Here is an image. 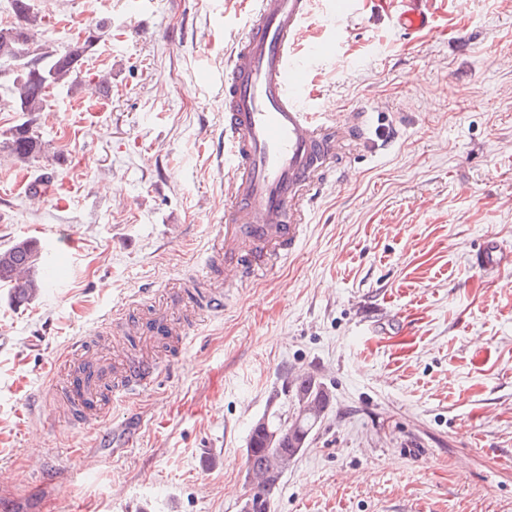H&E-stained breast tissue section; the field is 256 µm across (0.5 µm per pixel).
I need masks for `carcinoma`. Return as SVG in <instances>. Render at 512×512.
<instances>
[{
  "label": "carcinoma",
  "instance_id": "carcinoma-1",
  "mask_svg": "<svg viewBox=\"0 0 512 512\" xmlns=\"http://www.w3.org/2000/svg\"><path fill=\"white\" fill-rule=\"evenodd\" d=\"M11 7L16 23L0 30V64L15 65L10 85L11 103L13 110L27 120L15 126L0 142V150L14 162L28 165L47 152L48 143L39 136L37 120L46 110L48 89L65 85L79 88L91 81V73L84 64L97 36L90 34L62 50L55 49L42 42L43 17L34 11L30 0H11ZM40 263V246L32 239L18 240L0 250V282L12 284L15 303L24 304L37 294L41 287ZM293 404L312 405L321 410L328 407L329 395L313 379L303 378L295 388ZM268 425L278 430L276 441L269 442L267 435L253 427L246 448L247 475L254 480L248 497L254 504L253 512H271L276 479L266 477L270 461L293 454L298 435L309 430L313 421L306 417L286 424L272 414Z\"/></svg>",
  "mask_w": 512,
  "mask_h": 512
}]
</instances>
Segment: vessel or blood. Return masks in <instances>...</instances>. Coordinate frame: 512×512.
I'll return each mask as SVG.
<instances>
[{
    "instance_id": "b4317fda",
    "label": "vessel or blood",
    "mask_w": 512,
    "mask_h": 512,
    "mask_svg": "<svg viewBox=\"0 0 512 512\" xmlns=\"http://www.w3.org/2000/svg\"><path fill=\"white\" fill-rule=\"evenodd\" d=\"M312 0H251L247 21L224 68V279L251 277L259 262L295 245L305 203L342 140L364 136L366 115L308 111L309 72L315 54L296 52ZM398 24H430L424 0H409ZM160 372L149 361L129 364L107 385L112 404L128 405L132 392L150 388Z\"/></svg>"
}]
</instances>
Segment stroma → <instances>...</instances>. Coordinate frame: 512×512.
<instances>
[{
  "mask_svg": "<svg viewBox=\"0 0 512 512\" xmlns=\"http://www.w3.org/2000/svg\"><path fill=\"white\" fill-rule=\"evenodd\" d=\"M32 2L59 48L109 20L85 66L110 94L51 90L48 154L0 152V249L29 237L44 257L28 303L0 283V492L24 512H239L250 429L307 372L330 403L271 512H512V0H427L417 33L397 24L407 0H352L338 37L314 0L310 107L363 110L366 137L329 162L288 258L237 285L216 262L220 315L169 289L224 229L243 0ZM42 174L67 178V207L25 198ZM179 319L184 350L146 328ZM81 339L111 373L162 369L93 430L66 391Z\"/></svg>",
  "mask_w": 512,
  "mask_h": 512,
  "instance_id": "stroma-1",
  "label": "stroma"
}]
</instances>
